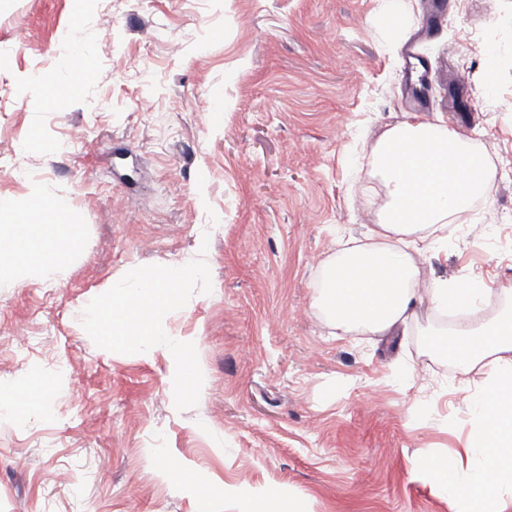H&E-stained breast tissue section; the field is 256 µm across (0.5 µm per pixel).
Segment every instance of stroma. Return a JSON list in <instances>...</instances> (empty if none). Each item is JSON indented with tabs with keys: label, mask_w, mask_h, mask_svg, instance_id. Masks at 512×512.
Wrapping results in <instances>:
<instances>
[{
	"label": "stroma",
	"mask_w": 512,
	"mask_h": 512,
	"mask_svg": "<svg viewBox=\"0 0 512 512\" xmlns=\"http://www.w3.org/2000/svg\"><path fill=\"white\" fill-rule=\"evenodd\" d=\"M415 114L493 171L416 260L424 289L483 276L481 327L512 313V0H405L390 21L382 0H0V198L43 185L80 234L57 283L0 291V395L55 385L43 412L0 411V512H245L264 492L300 512H456L419 464L470 438L481 367L423 345L431 304L376 336L318 302L325 263L382 216L378 140ZM192 255L205 271L151 351L77 319L134 268Z\"/></svg>",
	"instance_id": "1"
}]
</instances>
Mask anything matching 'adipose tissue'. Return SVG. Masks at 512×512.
Instances as JSON below:
<instances>
[{"label":"adipose tissue","mask_w":512,"mask_h":512,"mask_svg":"<svg viewBox=\"0 0 512 512\" xmlns=\"http://www.w3.org/2000/svg\"><path fill=\"white\" fill-rule=\"evenodd\" d=\"M374 160L387 190L377 239L343 249L326 264V312L340 325L384 336L426 300L448 309L476 307L487 292L479 276L425 290L416 283L413 256L446 239L448 218L487 195L485 156L447 126L417 120L387 132ZM67 212V201L47 190L0 199L1 289L12 287L19 274L48 276L73 249ZM198 272L190 260L163 272H138L113 285L109 299L94 298L83 319L113 345L134 339L151 349L159 317L176 309L183 283ZM425 343L457 362L490 363L491 370L473 398L477 431L463 455L423 459V472L455 497L456 512H512V316Z\"/></svg>","instance_id":"adipose-tissue-1"}]
</instances>
